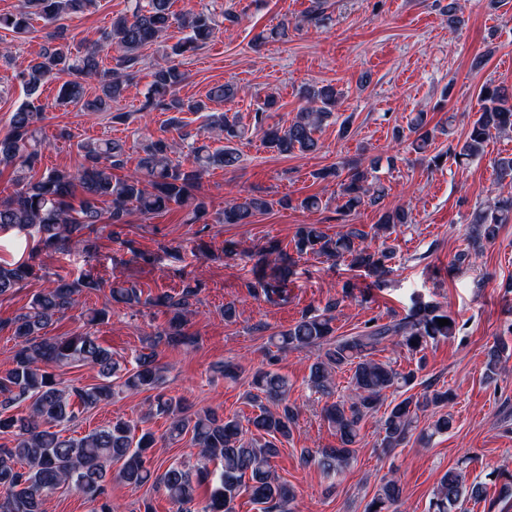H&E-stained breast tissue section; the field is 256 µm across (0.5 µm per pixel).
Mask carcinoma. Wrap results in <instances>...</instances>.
<instances>
[{
  "instance_id": "1",
  "label": "carcinoma",
  "mask_w": 512,
  "mask_h": 512,
  "mask_svg": "<svg viewBox=\"0 0 512 512\" xmlns=\"http://www.w3.org/2000/svg\"><path fill=\"white\" fill-rule=\"evenodd\" d=\"M97 5V0H21L18 8L0 14V29L16 34L30 30V20L37 16L54 22L64 16L83 14ZM186 34L171 46V59L159 65L143 108L172 112L169 125L178 128L181 112H200L206 101L185 100L178 95L186 81V73L177 58L193 54L206 45L221 29L239 23L232 11L188 13L179 17L171 11V0H133L129 10L112 21L101 40L75 55L63 44L59 32L47 35V45L39 56L18 74L26 85L28 100L12 114L7 133L0 136V164L14 166L21 184L14 195L0 200V230H17L37 239L46 248L71 250L86 246L85 231L93 230L102 217L98 202H108V220L124 224L129 206L152 215L172 205L188 210L194 224L206 215L204 199L196 194L203 176L211 169L234 170L240 161L236 143L245 135L240 121L226 114L212 116L207 133L224 140L214 151L202 145L193 148L186 159L171 156V146L164 138L150 141L142 148L134 173L123 178L112 171L124 168V148L116 141H93L81 145L82 161L74 170L50 169L36 182L25 181L23 173L40 162L42 141L37 138L36 124L45 110L38 91L45 83L64 74L61 99L68 103L83 102L90 112H105L109 103L118 99L124 86L133 79L141 61V48L156 42L173 24ZM112 44L118 49L115 66L101 65L102 47ZM96 82L101 95L84 99L86 84ZM342 93L325 85L307 94L303 107L288 126L265 127L270 110L277 101L269 97L255 110L254 127L265 128V145L279 154L294 151L315 152L316 138L323 122L330 117ZM480 109L470 122L464 140L448 141V148L438 152L434 160L451 157L457 161L474 159L484 151L492 133H512V91L503 85L484 84L478 93ZM417 149L430 146L431 132L426 129L424 113H419L411 126ZM347 175H342V172ZM495 175L500 187L512 186V156L495 161ZM321 180L338 181L336 214L348 222L361 207L377 206L385 197V187L374 175V166L353 160L341 166H330L315 173ZM270 202L261 195L233 198L224 207L222 223L250 224L253 218L269 209ZM512 220V193L498 194L479 205L472 213L467 236L469 252L479 253L486 242L495 239L500 225ZM412 222L403 208L386 209L376 224L374 234L387 233L398 224ZM368 233L349 225L346 232L334 237L317 224H302L293 237L294 253L274 244L260 255L256 265L270 266L273 278L260 275L251 285L254 294L270 299H287V278L296 265L294 256L313 254L335 262H346L352 268H364L377 276L390 272L394 251L386 246L367 243ZM35 276L29 262L0 265V296L22 288ZM101 288L89 275L68 281L62 277L55 286L35 295L26 311L0 322V330L8 329L15 341L9 357V368L0 373V512H43L45 497L64 486L86 496L95 503L93 512H118L121 505L112 501L107 489V476L115 463L120 464L118 478L135 488L147 484L161 491L177 506L176 512H236L235 502L242 494L259 506V512H291L294 490L275 475L273 460L279 455L278 443L291 437L299 409L288 399V379L272 370L258 369L251 377L247 393L253 416L244 426L236 417H221L209 410L192 412L182 399L157 393L149 403V413L164 415L170 423L158 436L132 420L116 419L81 436L66 434L65 426L80 412L97 408L123 392L156 390L163 383V370L156 365L153 352L159 343L171 346L187 344L188 317L199 286H189L179 297L163 293L154 298H141L135 285L117 282L110 295L113 301L129 307L155 305L166 308L169 318L161 330L148 340L152 352L135 358L131 369L121 367L98 337L89 332L70 336H46L43 331L65 316L75 296L83 291ZM338 302L323 309H307L288 329L273 336L278 351L311 348L323 350L309 366L310 388L326 397L335 393V373L351 371L349 390L325 407V416L336 431L337 445L316 453L303 449L306 464H315L326 475L336 477L350 466L356 456L361 424L377 411L386 394L396 393L382 422L384 436L380 446L391 451L399 447L414 424L418 413L432 412L429 425L431 438L453 427L451 413L442 411L448 404V391L423 385V392L408 391L416 386L417 371L397 370L390 364L373 359L392 342L411 353H420L462 333L460 325L448 311L436 303L413 299L401 318L381 322L373 318L349 336L334 335L332 326ZM449 324L439 326L438 320ZM505 342L489 352L486 376L498 374L500 354ZM66 366H88L97 371L100 382L76 386L62 379ZM26 411L15 412L21 404ZM191 436L198 449V463L193 470L183 463L161 468L154 460L158 443L180 441ZM211 486L202 510H195L198 490ZM402 488L397 478H384L366 503L364 512H398ZM483 498V484L466 483L461 472L450 469L441 477L429 501L428 512H460L468 500Z\"/></svg>"
}]
</instances>
